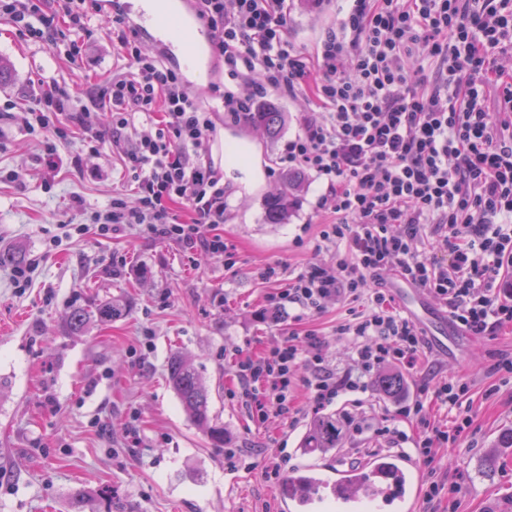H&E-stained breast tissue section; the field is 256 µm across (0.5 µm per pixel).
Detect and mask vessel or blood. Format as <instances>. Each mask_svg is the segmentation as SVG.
Listing matches in <instances>:
<instances>
[{"instance_id": "1", "label": "vessel or blood", "mask_w": 512, "mask_h": 512, "mask_svg": "<svg viewBox=\"0 0 512 512\" xmlns=\"http://www.w3.org/2000/svg\"><path fill=\"white\" fill-rule=\"evenodd\" d=\"M167 0H124L118 11L130 26L158 40H167L171 29L187 32L185 41L171 43L174 55H192L211 46L213 32L201 19L167 7ZM422 472L407 454L366 459L355 469L308 465L289 471L278 488L280 512H318L323 499L335 502L338 512H418Z\"/></svg>"}]
</instances>
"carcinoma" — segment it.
<instances>
[{"mask_svg":"<svg viewBox=\"0 0 512 512\" xmlns=\"http://www.w3.org/2000/svg\"><path fill=\"white\" fill-rule=\"evenodd\" d=\"M283 113L268 108L250 113L248 123L260 127L270 136L280 131ZM302 184L300 176L287 178L284 188L265 199V219L270 224H281L288 219L296 204L294 191ZM125 308L117 301H101L88 307H74L68 317L69 332L82 335L92 323L106 324L123 316ZM169 382L189 419L199 426L217 447L225 445L224 424L212 414L210 393L200 379L192 361L176 354L168 364ZM380 390L395 395L402 391L404 382L398 375L389 374L378 380ZM342 432V421L333 414L315 417L302 438L301 447L309 452H323L337 447Z\"/></svg>","mask_w":512,"mask_h":512,"instance_id":"carcinoma-1","label":"carcinoma"}]
</instances>
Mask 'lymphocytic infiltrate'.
<instances>
[{
  "instance_id": "lymphocytic-infiltrate-1",
  "label": "lymphocytic infiltrate",
  "mask_w": 512,
  "mask_h": 512,
  "mask_svg": "<svg viewBox=\"0 0 512 512\" xmlns=\"http://www.w3.org/2000/svg\"><path fill=\"white\" fill-rule=\"evenodd\" d=\"M214 33L224 83L213 86L222 108H204L177 69L161 54L141 49L138 30L113 19L117 50L127 71L104 79L75 107V90L58 83L36 94L22 123L40 145L50 174L81 169L82 151L103 144L102 113H110L112 144L137 184V207L114 193L100 210L72 203L67 227L99 235L116 226L142 227L188 249L235 256L215 231L224 221V175L207 160L217 137V112L236 119L261 103L267 91L295 98L312 91L316 110L300 114V132L289 139L283 166L309 171L326 185L317 208L334 220L320 233L336 247V268L320 264L280 287V265L266 266L276 283L265 312L295 319L321 313L345 296L365 300L336 333L350 344L358 373H333L323 342L288 336L263 356L235 365L238 401L258 422L292 417L293 369L311 367L305 383L313 409L367 390V376L385 365L413 368L423 352V332L392 306L387 279L434 294L449 317L474 336L512 326V124L487 106L490 89L512 103V73L498 64L512 50V0H349L337 29L316 58L288 37V0H195ZM101 0H0V17L20 35L81 58ZM421 65L408 68L407 58ZM161 113L158 125H135L138 114ZM74 139L79 152L61 157L60 143ZM185 205L181 218L174 205ZM431 237L436 257L419 250ZM469 386L435 383L430 398L453 417L449 428L424 421L417 399L399 401L397 416L418 421L408 435L395 425L381 433L394 446H411L427 467L423 497L429 507L454 498L457 483L434 464L437 449L452 448L472 431Z\"/></svg>"
}]
</instances>
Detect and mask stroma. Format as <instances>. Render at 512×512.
<instances>
[{
  "instance_id": "1",
  "label": "stroma",
  "mask_w": 512,
  "mask_h": 512,
  "mask_svg": "<svg viewBox=\"0 0 512 512\" xmlns=\"http://www.w3.org/2000/svg\"><path fill=\"white\" fill-rule=\"evenodd\" d=\"M288 36L301 52L314 54L346 8L345 0H289ZM0 57L11 64L0 86V104L11 102L14 117L0 116V167L19 170L22 184L0 183V251H19L38 260L33 283L14 288L8 268H0V512H88L70 494L77 488L108 491L126 512H279L277 487L263 469L272 454L286 449L303 459L301 438L314 415L301 383L299 363L296 420L270 416L258 423L229 391L238 389L239 356L267 352L289 332L315 331L326 341L324 355L336 370L353 367L347 341L336 327L351 303L328 304L323 313L295 322L262 318L273 283L262 269L279 264L292 277L311 264L333 266L336 250L320 238L329 215L316 208L325 185L305 174L298 202L285 223L265 220L264 201L284 185L280 150L299 131L300 100L272 91L267 101L283 112L277 135L230 123L211 159L224 170V222L218 231L237 252L233 267L224 257L190 251L177 242L122 226L109 236L92 233L64 240L45 253L47 234L60 233V220L73 197L88 209L106 206L114 191L135 203L131 183L111 146L83 157V175L61 170L49 176L39 149L16 115L34 90L59 80L79 88L99 84L118 72L123 60L100 34L85 40L78 66L62 54L18 37L0 20ZM255 144L263 178L250 169L226 168L225 137ZM114 299L126 313L107 326L71 335L66 318L73 305ZM427 348L413 370L402 371L407 385L432 379L464 378L471 385L473 434L457 447L440 449L439 471L461 485L458 512H512V448L493 445L512 428V383L494 370L512 355V329L498 336H472L449 326L447 343L426 336ZM190 357L211 395V410L224 424L226 444L214 447L182 411L167 380L174 353ZM395 396L377 386L358 401L332 406L349 417L331 457L360 465L374 449L385 448L381 426L396 422ZM242 456L231 468L225 452Z\"/></svg>"
}]
</instances>
